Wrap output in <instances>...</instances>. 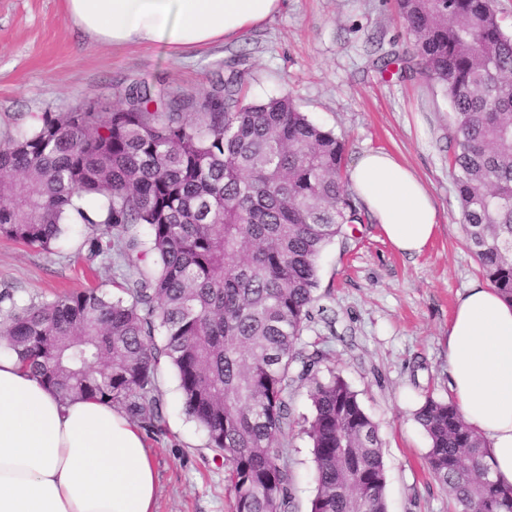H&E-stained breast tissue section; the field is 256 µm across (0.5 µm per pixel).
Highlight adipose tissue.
I'll list each match as a JSON object with an SVG mask.
<instances>
[{"mask_svg":"<svg viewBox=\"0 0 512 512\" xmlns=\"http://www.w3.org/2000/svg\"><path fill=\"white\" fill-rule=\"evenodd\" d=\"M282 0H67L75 24L115 47L171 50L226 41ZM349 188L402 254L423 252L439 227L425 184L390 152H362ZM449 389L486 442L495 480L512 485V304L473 283L448 324ZM156 474L139 429L110 405L61 402L10 353H0V512H155Z\"/></svg>","mask_w":512,"mask_h":512,"instance_id":"adipose-tissue-1","label":"adipose tissue"}]
</instances>
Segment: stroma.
I'll return each instance as SVG.
<instances>
[{
	"label": "stroma",
	"mask_w": 512,
	"mask_h": 512,
	"mask_svg": "<svg viewBox=\"0 0 512 512\" xmlns=\"http://www.w3.org/2000/svg\"><path fill=\"white\" fill-rule=\"evenodd\" d=\"M409 48L395 0H287L239 37L180 54L162 43L93 41L68 18L65 0H0V131L45 111L116 105L140 83L193 95L237 70L246 102L290 94L302 112L345 138L348 161L385 149L412 167L438 207L435 238L407 256L376 222L346 227L318 260L317 294L328 317L308 323L302 339L321 342L326 369L357 391L378 427L388 512H448V494L426 465L429 441L415 411L426 396L450 399L448 322L458 294L483 276L460 223L448 100L420 71H385L378 61ZM87 284L69 251L0 238V289L51 298ZM159 391L166 430L144 438L157 480L155 512H233L224 459L184 414L169 366L160 368ZM286 448L294 512H310L309 439L294 430Z\"/></svg>",
	"instance_id": "35a3bbf8"
}]
</instances>
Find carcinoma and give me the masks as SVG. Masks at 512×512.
<instances>
[{"label": "carcinoma", "mask_w": 512, "mask_h": 512, "mask_svg": "<svg viewBox=\"0 0 512 512\" xmlns=\"http://www.w3.org/2000/svg\"><path fill=\"white\" fill-rule=\"evenodd\" d=\"M414 52L448 98L465 241L512 303V35L495 0H398ZM0 134V237L48 249L71 224L91 274L109 260L119 294L51 300L0 291L4 348L62 401L95 399L149 435L166 430L160 364L185 413L228 466L234 512H293L282 439L308 388L316 494L310 512H387L378 428L301 335L319 297L317 260L369 221L346 186L345 139L292 97L248 104L232 74L198 95L130 87L102 112H42ZM416 419L428 469L454 512H512L485 443L457 405L426 397Z\"/></svg>", "instance_id": "1"}]
</instances>
